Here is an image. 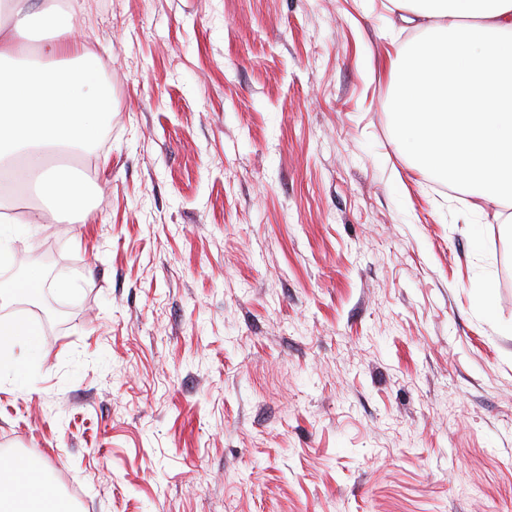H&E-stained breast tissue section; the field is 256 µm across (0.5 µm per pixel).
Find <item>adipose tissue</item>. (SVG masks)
Returning <instances> with one entry per match:
<instances>
[{
  "label": "adipose tissue",
  "instance_id": "1",
  "mask_svg": "<svg viewBox=\"0 0 512 512\" xmlns=\"http://www.w3.org/2000/svg\"><path fill=\"white\" fill-rule=\"evenodd\" d=\"M418 30L388 64L389 102L415 170L466 190L472 210L512 201V0H388ZM0 31V176L34 184L44 208L29 224H81L90 179L48 166L58 151L89 150L112 110L100 62L54 0H8ZM49 32L34 44L35 26ZM20 356H13V348ZM43 358L38 331L0 324V369ZM0 512H72L43 471L0 460Z\"/></svg>",
  "mask_w": 512,
  "mask_h": 512
}]
</instances>
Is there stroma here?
<instances>
[{
	"label": "stroma",
	"instance_id": "obj_1",
	"mask_svg": "<svg viewBox=\"0 0 512 512\" xmlns=\"http://www.w3.org/2000/svg\"><path fill=\"white\" fill-rule=\"evenodd\" d=\"M56 2L112 114L86 223L0 181V456L75 512H512V208L412 169L386 0ZM43 288L45 284L42 274L36 269H31L22 277L0 283V301L2 297L26 298L33 301L41 295ZM39 332L30 326L23 318H15L10 323L0 324V369L12 371L16 377L20 375L21 365L16 363L12 350L18 346L21 349L22 358L29 363L40 362L43 358L38 339ZM11 351V355L5 357V352Z\"/></svg>",
	"mask_w": 512,
	"mask_h": 512
}]
</instances>
